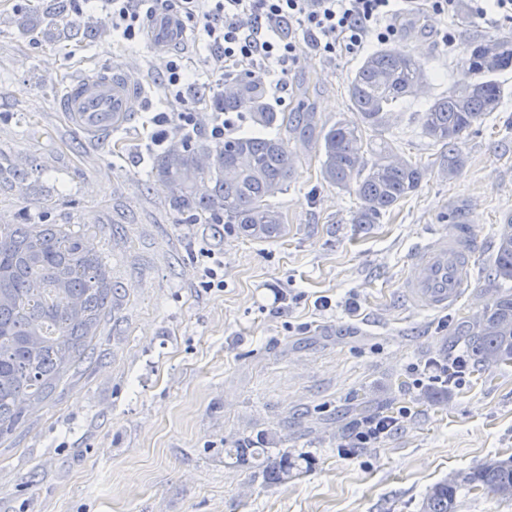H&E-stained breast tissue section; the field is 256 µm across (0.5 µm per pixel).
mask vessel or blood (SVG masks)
I'll return each mask as SVG.
<instances>
[{
  "instance_id": "vessel-or-blood-1",
  "label": "vessel or blood",
  "mask_w": 512,
  "mask_h": 512,
  "mask_svg": "<svg viewBox=\"0 0 512 512\" xmlns=\"http://www.w3.org/2000/svg\"><path fill=\"white\" fill-rule=\"evenodd\" d=\"M145 31L150 52L162 56L185 43L188 28L179 14L158 10L148 18ZM147 96L135 67L108 63L62 83L57 108L86 139L103 144L131 124ZM472 224V215H465L463 222L449 224L412 250L411 271L401 287L405 307L445 311L456 304L479 249Z\"/></svg>"
}]
</instances>
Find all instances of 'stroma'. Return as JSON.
<instances>
[{"label":"stroma","instance_id":"stroma-1","mask_svg":"<svg viewBox=\"0 0 512 512\" xmlns=\"http://www.w3.org/2000/svg\"><path fill=\"white\" fill-rule=\"evenodd\" d=\"M187 27L175 54L194 75L186 96L206 139L209 50ZM396 27L388 48L418 54L428 74L425 97L409 99L388 134L420 163L419 188L379 223H351L356 195L321 180L314 140L289 135L299 162L274 199L288 233L261 242L179 216L150 176L154 120L183 103L164 93L163 61L143 41L114 36L100 8L75 16L73 0H0V225H69L118 286L84 360L0 441V512H419L449 473L512 457V366L449 388L411 371L461 354L459 323L497 299L487 270L512 215V72L500 111L456 141L455 179L442 176L445 149L418 114L474 80L444 35L463 46L512 35V20L459 0L454 16L405 15ZM296 46L274 108L321 126L350 117L361 56L323 59L302 35ZM112 61L138 67L151 98L106 151L57 111L54 79ZM468 206L483 249L457 305L403 308L409 252ZM205 247L224 257L223 287L201 282ZM402 406L411 418L378 447L344 451L338 431ZM242 441L288 451L300 475L274 484L252 457L230 462L225 449Z\"/></svg>","mask_w":512,"mask_h":512}]
</instances>
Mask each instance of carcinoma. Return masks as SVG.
<instances>
[{"label":"carcinoma","instance_id":"cac0c4a2","mask_svg":"<svg viewBox=\"0 0 512 512\" xmlns=\"http://www.w3.org/2000/svg\"><path fill=\"white\" fill-rule=\"evenodd\" d=\"M461 65L475 81L448 89L419 114L425 135L448 148L442 171L450 179L464 165L451 146L502 107L499 77L512 71V37L470 39ZM425 78V63L414 54L376 50L348 82L352 117L320 128L310 114L290 117L276 111L260 80L228 79L211 96V107L247 112L254 125L274 129L275 135L174 141L155 159L151 174L166 181L173 206L193 219H222L254 240L276 241L286 226L269 199L286 190L297 165L283 133L307 132L316 135L322 154V180L360 200L352 223L376 224L420 185V164L400 156L385 133ZM190 169L199 175L194 184L183 180ZM507 225L512 227V218L499 227L488 270V280L502 292L492 308L462 329L474 374L512 365V245L501 242ZM114 293L100 257L65 225L0 226V440L13 434L29 405L46 397L60 372L90 347L93 328L110 311ZM252 456L280 483L299 470L286 452L272 459L266 449L254 448ZM473 490L512 501V458L490 459L436 483L425 493L421 512H457L461 493Z\"/></svg>","mask_w":512,"mask_h":512}]
</instances>
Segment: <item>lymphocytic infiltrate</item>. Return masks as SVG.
<instances>
[{
  "instance_id": "f902f5d3",
  "label": "lymphocytic infiltrate",
  "mask_w": 512,
  "mask_h": 512,
  "mask_svg": "<svg viewBox=\"0 0 512 512\" xmlns=\"http://www.w3.org/2000/svg\"><path fill=\"white\" fill-rule=\"evenodd\" d=\"M211 48V75L223 82L232 64L268 75H287L297 61L294 31L314 38L320 57L356 55L385 43L402 13L448 15L457 0H176Z\"/></svg>"
}]
</instances>
